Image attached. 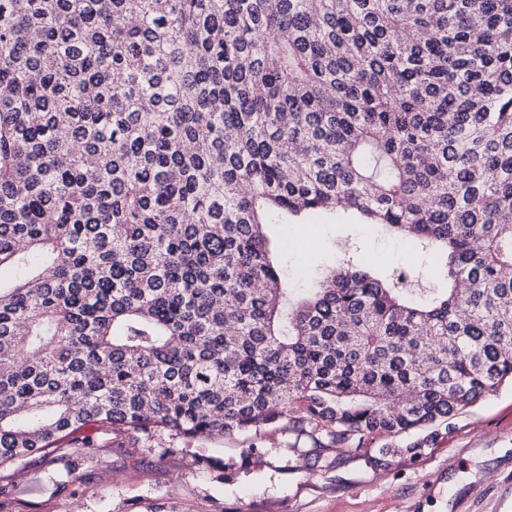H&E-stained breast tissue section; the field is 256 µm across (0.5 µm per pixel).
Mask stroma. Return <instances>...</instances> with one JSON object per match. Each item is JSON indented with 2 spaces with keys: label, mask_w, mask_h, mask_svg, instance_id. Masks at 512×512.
I'll return each mask as SVG.
<instances>
[{
  "label": "stroma",
  "mask_w": 512,
  "mask_h": 512,
  "mask_svg": "<svg viewBox=\"0 0 512 512\" xmlns=\"http://www.w3.org/2000/svg\"><path fill=\"white\" fill-rule=\"evenodd\" d=\"M284 230L309 241L279 255L292 278L353 250L389 272L412 266L404 241L346 218L271 228ZM382 446L321 448L289 419L255 439L135 443L90 425L50 454L0 466V498L12 512H512L511 385L451 418L420 455Z\"/></svg>",
  "instance_id": "1"
}]
</instances>
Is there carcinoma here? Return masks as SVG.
<instances>
[{"mask_svg": "<svg viewBox=\"0 0 512 512\" xmlns=\"http://www.w3.org/2000/svg\"><path fill=\"white\" fill-rule=\"evenodd\" d=\"M349 216L288 287L270 224ZM0 465L88 425L365 448L512 385V0H0ZM307 248L290 247L279 254V263L289 278L302 269H322L324 265L345 259L353 250L368 261H374L388 272L412 268L410 252L401 239L352 224L347 218L320 221L317 224H288V237L305 235ZM345 243L344 249L340 248Z\"/></svg>", "mask_w": 512, "mask_h": 512, "instance_id": "carcinoma-1", "label": "carcinoma"}]
</instances>
